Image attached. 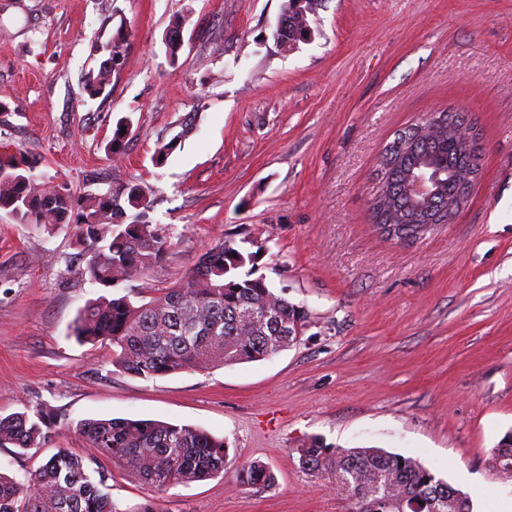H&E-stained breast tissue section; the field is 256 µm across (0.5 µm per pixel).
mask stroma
I'll return each mask as SVG.
<instances>
[{"mask_svg":"<svg viewBox=\"0 0 512 512\" xmlns=\"http://www.w3.org/2000/svg\"><path fill=\"white\" fill-rule=\"evenodd\" d=\"M283 3L0 0V148L78 196L149 185L153 223L174 232L154 287L244 228L263 245L259 274L308 313L271 359L134 378L111 348L70 335L100 293L81 275L89 245L0 213V415L45 409L62 424L43 447L0 448V470L25 478L65 448L123 510L342 512L328 477L298 467L317 438L415 458L473 512H512V479L489 462L512 432V0H324L318 34L291 50L272 36ZM178 19L173 59L164 37ZM121 26L125 55L89 98L93 47ZM446 108L480 133V178L450 223L410 245L386 239L369 217L380 155ZM123 117L116 162L105 145ZM103 418L200 427L225 439L229 463L149 489L66 428ZM251 461L274 483L240 485Z\"/></svg>","mask_w":512,"mask_h":512,"instance_id":"obj_1","label":"stroma"}]
</instances>
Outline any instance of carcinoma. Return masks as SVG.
<instances>
[{
    "instance_id": "1",
    "label": "carcinoma",
    "mask_w": 512,
    "mask_h": 512,
    "mask_svg": "<svg viewBox=\"0 0 512 512\" xmlns=\"http://www.w3.org/2000/svg\"><path fill=\"white\" fill-rule=\"evenodd\" d=\"M322 0H284L286 31L282 47L293 49L310 40L318 27ZM130 32L122 27L96 45L106 56L88 73L85 88L104 93L112 71L128 47ZM165 44L170 56L181 48V23L175 22ZM130 127L122 118L107 142L106 153L121 158ZM469 127L465 115L435 112L396 134L380 159L371 218L395 226V238L426 232L424 208L438 213L453 203L454 183L448 173L467 169L471 146L458 134ZM437 174L438 193L431 203L409 189L419 169ZM34 164L24 154H0V211L17 224L51 229L72 227L89 243L92 254L81 275L104 294L79 311L71 335L84 343L112 346V364L123 373L148 380L186 370L262 361L290 347L303 331L308 314L249 270L262 246L249 236V251L224 240L206 248L180 280L165 288L120 294L121 285L152 277L173 246L171 229L150 219L154 208L146 185L124 183L104 193L74 196L64 182L41 185ZM55 418L38 410L0 415V447L21 451L41 448L56 432ZM95 453L143 484L167 490L205 480L224 471L229 448L224 440L188 425L137 419H86L75 426ZM299 468L327 475L344 512H473L468 495L436 477L411 457L380 448H336L311 439L297 449ZM491 466L512 478V442L492 450ZM240 482L264 488L274 479L265 464L239 466ZM0 512H152L146 504L120 509L93 483L84 459L60 448L35 472L20 481L0 472Z\"/></svg>"
}]
</instances>
